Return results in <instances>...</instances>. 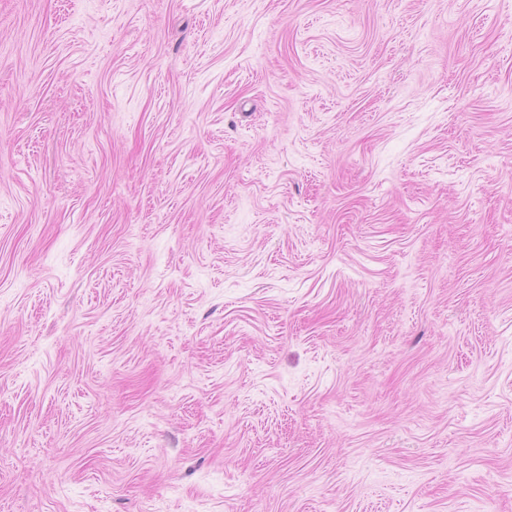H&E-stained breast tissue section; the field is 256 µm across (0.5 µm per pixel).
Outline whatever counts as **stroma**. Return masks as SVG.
Instances as JSON below:
<instances>
[{"mask_svg": "<svg viewBox=\"0 0 512 512\" xmlns=\"http://www.w3.org/2000/svg\"><path fill=\"white\" fill-rule=\"evenodd\" d=\"M0 512H512V0H0Z\"/></svg>", "mask_w": 512, "mask_h": 512, "instance_id": "35a3bbf8", "label": "stroma"}]
</instances>
